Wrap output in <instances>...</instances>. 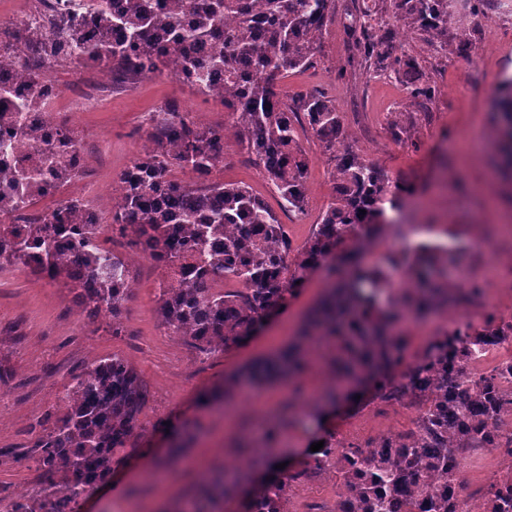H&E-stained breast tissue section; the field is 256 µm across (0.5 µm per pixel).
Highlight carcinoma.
<instances>
[{
    "label": "carcinoma",
    "mask_w": 512,
    "mask_h": 512,
    "mask_svg": "<svg viewBox=\"0 0 512 512\" xmlns=\"http://www.w3.org/2000/svg\"><path fill=\"white\" fill-rule=\"evenodd\" d=\"M103 27L84 42L61 21L48 32L22 21L10 46L13 62L27 81L46 75V59L58 66L78 52L116 80L143 75L171 76L223 101L227 122L205 126L166 103L150 113L148 143L120 176L111 198L112 229L131 236L163 271L159 283L162 326L185 336L208 356L237 347L265 324L319 269L334 277L330 291L304 327L299 343L252 367L256 383L277 371L302 374L305 349L315 339L333 343L329 368L335 381L370 385L373 398L416 407L412 427L396 435L394 452L374 439L324 446L302 468L276 469L254 488L240 491L237 512H284L288 481L330 474L336 495H347L352 512H470L466 498L449 502L440 488L455 480L448 459L475 448L494 449L488 421L501 416L508 395L489 376L476 383L478 398L448 402V339L429 338L414 373L397 377L403 349L397 342L405 314L427 316L448 304L443 259L429 246L408 261L393 257L413 276L412 292L382 303L390 290L384 271L363 261L361 249L338 247L362 230L369 236L389 224L387 210L401 209L410 184L391 181L377 165L345 144L342 113L323 90L292 97L282 80L314 63L335 0H95ZM453 0H392L396 22L435 40L448 32ZM470 12L491 5L512 8V0H464ZM360 29L359 63L376 73L388 70L411 85V97L429 101L435 88L420 82L414 64L384 21L352 16ZM241 143L277 189L286 211L304 210L308 158L299 131L309 130L329 152L334 197L303 248L291 253L284 227L260 195L237 184L213 182L190 188L169 177L174 168L201 178L224 163V130ZM495 141L512 169V94ZM32 194L17 182L0 195V216L28 208ZM19 264L50 280L63 278L78 291L88 317L106 313L112 335L122 331V312L134 283L127 260L97 244L96 227L83 199L71 197L42 224L0 223V269ZM61 416L46 414L49 428L25 447L38 456L49 480L33 499H9L8 512H73V499L88 496L112 472V463L142 428L148 394L126 360L100 358L73 377ZM201 495L224 496V478L208 480ZM481 512H512V484L490 485Z\"/></svg>",
    "instance_id": "obj_1"
}]
</instances>
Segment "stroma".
<instances>
[{"mask_svg":"<svg viewBox=\"0 0 512 512\" xmlns=\"http://www.w3.org/2000/svg\"><path fill=\"white\" fill-rule=\"evenodd\" d=\"M392 19L390 0H336L313 66L289 73L288 93L329 88L342 112L347 141L391 180L416 189L401 211L396 229L423 239L425 224L512 225V176L496 173L494 138L502 82L512 77V14L487 10L470 14L456 0L448 20L446 49L429 46L422 36L398 30L405 57L414 59L424 82L436 88L426 109L413 105L404 82L350 68L355 38L348 25L358 8ZM469 30L471 45L458 52V28ZM178 102L204 124L223 122L224 105L167 76L136 79L113 87L93 106L73 115L87 156V175L105 191L117 189L121 173L146 141L148 112ZM309 159L305 213H284L293 248L307 241L312 224L333 197L330 156L311 134L301 136ZM214 180L249 186L270 206L279 198L253 163L239 138H224V164ZM111 247L130 263L135 281L122 316L124 331L113 335L108 315L88 319L63 282H51L26 269L0 274V488L8 496H32L45 477L35 458L22 456L24 445L40 433L45 413L62 412L73 374L93 360L126 359L149 390L142 420L149 429L134 448L120 453L112 467L109 492L82 499L77 512H165L167 506L199 496L205 475L222 472L228 481L258 480L256 444L286 419L290 408L315 403L329 384L321 347L308 370L288 386L232 381L244 366L277 354L295 341L296 332L325 293L323 275H312L249 345L211 356L201 355L184 337L166 331L158 313L162 271L131 238L113 236ZM229 388L219 409L198 406L197 397L215 387ZM413 413L394 407L380 412L341 400L329 409L323 427L308 417L287 429L288 457L329 433L340 443L364 442L410 426ZM192 434L184 457L166 462L167 426Z\"/></svg>","mask_w":512,"mask_h":512,"instance_id":"1","label":"stroma"}]
</instances>
